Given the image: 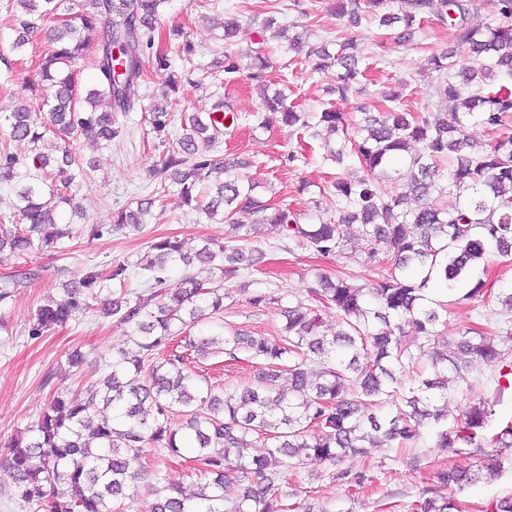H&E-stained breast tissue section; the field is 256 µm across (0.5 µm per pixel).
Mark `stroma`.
Segmentation results:
<instances>
[{
	"label": "stroma",
	"instance_id": "obj_1",
	"mask_svg": "<svg viewBox=\"0 0 512 512\" xmlns=\"http://www.w3.org/2000/svg\"><path fill=\"white\" fill-rule=\"evenodd\" d=\"M22 17L15 0H0V149L24 155L27 143L11 140L4 116L16 104L29 100L24 78L35 77L41 60L54 49L47 36L48 22H40L29 44L16 50L11 46L14 31ZM259 20L272 18L278 25L293 26L309 42L332 44L349 36L357 37L371 57L366 91L348 99L330 94L331 77L313 72L304 57L283 48L274 30L252 27L249 40L264 39L270 49L271 67L267 75L272 83L287 82L288 99L305 112L326 108L342 112L345 120L359 119L364 106L380 104L385 91L401 93L404 103L415 112H435L445 103L434 92L437 82L429 68L430 57L451 45L452 32L437 19H426L412 42H399L388 28L362 24L350 28L337 16L333 0H215L203 7L202 0H171L159 20L162 33L181 29L194 46L192 64L213 65L224 55L221 24L228 18ZM13 80H6V72ZM241 122L234 131L217 134L219 154L224 159H242V171L249 181L272 188V202L285 203L316 221L313 207L321 189L327 188L339 166L326 161L324 144L332 140L328 130L318 136L292 134L279 123L268 128L254 127L250 116L262 111V99L247 73L237 74L224 87ZM216 98L212 89L182 82L178 90L165 86L163 72L146 58L143 79L127 129L111 147L100 148L88 140L77 139L72 149L81 163L90 167L88 178L76 201L82 208L83 223L108 224L117 211L139 201L151 202L141 231L121 230L97 239L78 236L62 239L54 246L32 250L23 256L0 251V279L7 275L23 280L10 298L0 301V454H7L14 439L37 424L53 392L60 387L74 388L96 381L111 360L113 351H134L130 336L115 318L103 317L93 310L66 326L55 328L39 339L28 336L37 309L52 298H61L66 284L90 270H105L115 262L136 264L149 250L151 242L166 236L182 240L193 248L205 240L224 242L232 230L221 219H207L184 205L175 185H160L149 171L164 150L148 122V110L161 104L172 114L170 138L181 133L184 116L209 111ZM300 158L288 162V152ZM266 251L268 262L248 276L251 288L269 289L276 294L302 299L314 287L315 272L347 274L361 283L379 278L371 263L365 242H357L354 257L320 256L308 249L289 245L279 227L263 225L254 241ZM488 293L483 301L454 309L448 322L450 334H458L473 325L488 330L499 328L501 317L496 296L512 290V260L492 259L487 279ZM224 320L233 327L265 336L277 335L280 326L277 304L256 307L240 292L236 281L224 284ZM80 352L83 362L73 366L70 356ZM188 366L209 383L233 389L253 383L256 364L246 359L227 360L224 355L190 356ZM496 366L483 367L480 373L462 384L456 402L448 412L456 419L462 405L495 400ZM485 452L459 453L436 445L431 428L424 427L415 447L381 446L369 449L362 457L337 467L320 460H309L293 471V481L284 501L289 512H308L312 506H326L328 512H414L423 489L441 496H456L462 512H492L497 500L512 496V451L502 455V473L490 484H479L459 493L437 484L438 471L456 467L468 469L485 461ZM362 476L361 484L348 486L335 479L338 469Z\"/></svg>",
	"mask_w": 512,
	"mask_h": 512
}]
</instances>
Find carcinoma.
<instances>
[{"label":"carcinoma","mask_w":512,"mask_h":512,"mask_svg":"<svg viewBox=\"0 0 512 512\" xmlns=\"http://www.w3.org/2000/svg\"><path fill=\"white\" fill-rule=\"evenodd\" d=\"M169 0H16L27 19L12 47L28 43L35 21L60 18L50 30L53 52L39 64L43 93L35 104L16 106L5 117L9 137L32 145L31 155L0 151V183L17 181L16 203L0 213V250L24 254L68 237L73 229L57 221L66 204L77 208L71 189H80L83 168L65 147L51 158L41 153L46 135L84 137L109 146L124 129L119 118L133 111L143 74V57L154 50L156 23ZM351 26L368 17L381 27L402 26L407 43L425 19L435 16L453 32L454 47L429 59L440 75L435 93L448 102L441 112H412L396 92L382 94L388 105L366 112L354 133L343 113L324 109L311 122L286 104L287 96L268 93L266 45L249 48V78L266 109L282 124L305 132L322 125L339 135L327 159L350 157L364 175L338 177L314 201V208L336 206L337 221L301 223L302 213L272 206L256 196V186L224 177L231 163L216 157L213 132L224 125L218 109L187 116L184 133L168 146L151 174L179 186L183 202L211 218L223 211L234 239L207 242L192 254L183 243L164 238L150 244L140 265L141 292L110 298L100 313L114 317L133 337L137 351L118 350L85 396L53 394L32 436L15 445L6 463L17 476L18 497L30 512H115L129 498L131 481L154 480L157 500L149 512H284L288 468L309 458L338 464L365 449L415 440L429 422L441 448H512V415L484 437L492 409L470 405L456 425L445 426L448 405L458 387L502 358L500 345L512 338L506 328H470L448 335L451 308L471 304L487 293L492 257L512 258V0H492L493 22L470 23L481 9L477 0H337ZM256 24L224 22V70L209 69L197 86L222 89L240 72L231 45ZM288 49L305 52L317 72L332 71V92L341 99L359 92L365 76L364 51L353 41L330 52L300 35L285 36ZM119 50V58L113 51ZM156 69L176 85L168 54L154 50ZM93 71L85 97L76 92L71 67ZM124 67L122 73L116 66ZM47 112V119L38 113ZM171 115L155 105L150 123L166 132ZM478 124L496 133L490 142L468 133ZM407 165L401 191L386 184L400 180L394 164ZM455 196L448 207L443 195ZM144 208L116 213L112 224H83L92 239L140 226ZM276 224L288 242L321 256L353 253L365 241L368 258L382 271L373 284L348 275H317L318 287L306 300L280 308V335L267 337L226 331L221 282L263 262L251 245L256 226ZM184 266L182 288H164L168 264ZM129 265L117 263L102 274L89 271L60 300L40 307L29 336L38 339L93 310L104 283L128 279ZM336 309V328L323 327L320 313ZM412 336L430 357L433 375L408 388L401 377L416 354L402 339ZM231 360L244 355L259 364L255 382L231 391L203 384L186 363V353L206 356L216 347ZM318 370H310L311 365ZM187 417L183 436L171 429L170 414ZM264 443L266 452L251 449ZM190 447L200 482L187 492L162 484V467ZM500 475L492 462L476 470L449 468L437 474L443 486L460 491ZM416 512H460L453 497H426Z\"/></svg>","instance_id":"cac0c4a2"}]
</instances>
